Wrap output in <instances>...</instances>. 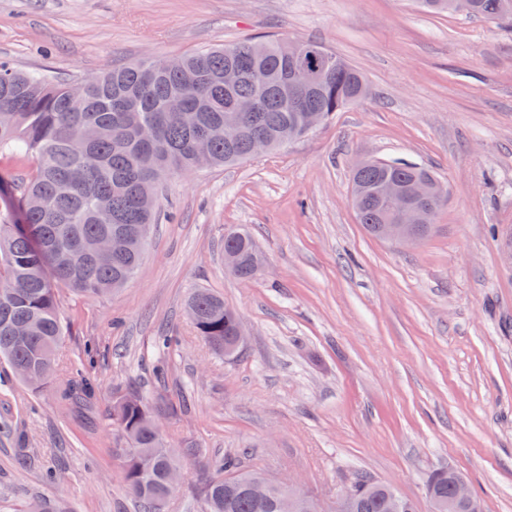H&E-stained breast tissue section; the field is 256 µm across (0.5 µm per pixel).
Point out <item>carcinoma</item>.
<instances>
[{
  "mask_svg": "<svg viewBox=\"0 0 512 512\" xmlns=\"http://www.w3.org/2000/svg\"><path fill=\"white\" fill-rule=\"evenodd\" d=\"M435 14H457L494 23L512 22V0H416ZM334 65L312 87L294 70L292 44L266 36L185 55L166 69L149 58L105 69L76 83L59 82L44 72L21 71L0 60V156L31 155L38 166L20 184L0 174V360L27 385L39 388L52 375L65 336L60 291L99 297L129 282L148 244L155 211L141 200L155 195L170 175L234 165L250 158L254 138L270 149L306 135V115L324 120L361 100L368 90L363 75L330 53ZM242 71L240 83L224 88V70ZM252 100L257 110L235 112V101ZM235 117L239 138L226 141L208 131ZM394 181L410 193L421 182L434 193L415 199L437 214L446 199L430 170L401 160H363L351 172L360 188L351 201L359 223L371 234L388 223L387 204L376 185ZM224 251L237 254L233 275L255 278L264 257L251 233L224 237ZM187 310L202 340L228 355L239 314L224 298L197 288ZM25 330L28 339L17 340ZM155 412L138 394L123 398L117 421L127 448L124 481L142 512L174 492L165 481L179 457L163 445L160 432L145 423ZM220 475L203 478L197 489L202 512H285L274 489L264 500L248 484L265 476L237 456L216 462ZM460 474L433 471L427 491L446 499ZM334 512H419L413 500L366 472L354 473Z\"/></svg>",
  "mask_w": 512,
  "mask_h": 512,
  "instance_id": "cac0c4a2",
  "label": "carcinoma"
}]
</instances>
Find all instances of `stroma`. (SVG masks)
Instances as JSON below:
<instances>
[{"label":"stroma","mask_w":512,"mask_h":512,"mask_svg":"<svg viewBox=\"0 0 512 512\" xmlns=\"http://www.w3.org/2000/svg\"><path fill=\"white\" fill-rule=\"evenodd\" d=\"M270 35L322 44L367 97L307 136L231 168L173 176L134 279L103 298L61 292L67 334L49 382L0 362V512H134L117 401L158 407L190 512L211 461L287 477L331 512L348 476L389 482L427 512L452 467L484 512H512V24L431 15L412 0H0V59L73 81ZM432 169L447 202L411 246L367 234L351 205L362 159ZM265 255L249 281L224 268V233ZM197 288L241 316L237 356L214 354L187 314ZM177 347L160 350L156 336ZM96 348L89 395L61 386ZM461 477L458 472L451 468H440L433 471L427 480L428 494L435 497L448 499L454 494L455 480Z\"/></svg>","instance_id":"1"}]
</instances>
